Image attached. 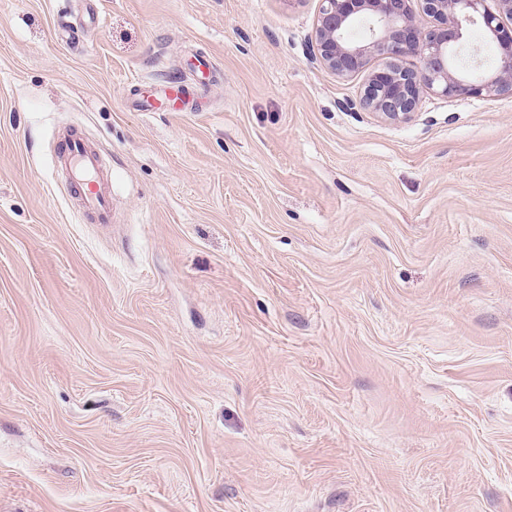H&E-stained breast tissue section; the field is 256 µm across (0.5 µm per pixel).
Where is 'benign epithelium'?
Returning a JSON list of instances; mask_svg holds the SVG:
<instances>
[{"label": "benign epithelium", "instance_id": "1", "mask_svg": "<svg viewBox=\"0 0 512 512\" xmlns=\"http://www.w3.org/2000/svg\"><path fill=\"white\" fill-rule=\"evenodd\" d=\"M314 39L322 64L343 77L368 71L360 108L393 122L410 119L422 90L446 97L512 95V0H320ZM483 28L497 46V66L482 73L483 62L461 61L465 31ZM419 59L416 69L403 58ZM373 56L386 65L367 70Z\"/></svg>", "mask_w": 512, "mask_h": 512}]
</instances>
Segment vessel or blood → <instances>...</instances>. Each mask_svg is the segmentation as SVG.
Returning <instances> with one entry per match:
<instances>
[{
	"instance_id": "1",
	"label": "vessel or blood",
	"mask_w": 512,
	"mask_h": 512,
	"mask_svg": "<svg viewBox=\"0 0 512 512\" xmlns=\"http://www.w3.org/2000/svg\"><path fill=\"white\" fill-rule=\"evenodd\" d=\"M57 167L69 178L68 195L87 219L99 224L112 221V171L99 148L88 139L67 133L55 151Z\"/></svg>"
}]
</instances>
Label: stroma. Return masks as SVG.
Listing matches in <instances>:
<instances>
[{
	"label": "stroma",
	"mask_w": 512,
	"mask_h": 512,
	"mask_svg": "<svg viewBox=\"0 0 512 512\" xmlns=\"http://www.w3.org/2000/svg\"><path fill=\"white\" fill-rule=\"evenodd\" d=\"M319 8L0 0V512H512V95L381 120ZM54 158L57 167L68 172L67 193L83 216L98 224H112V171L99 148L67 132Z\"/></svg>",
	"instance_id": "stroma-1"
}]
</instances>
